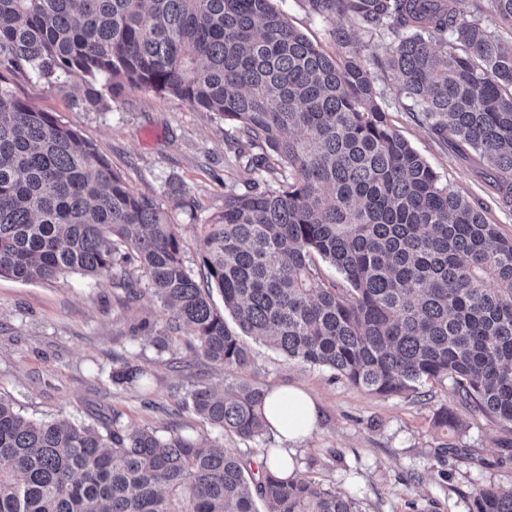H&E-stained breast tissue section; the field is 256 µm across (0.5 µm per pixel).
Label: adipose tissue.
Instances as JSON below:
<instances>
[{
  "label": "adipose tissue",
  "mask_w": 512,
  "mask_h": 512,
  "mask_svg": "<svg viewBox=\"0 0 512 512\" xmlns=\"http://www.w3.org/2000/svg\"><path fill=\"white\" fill-rule=\"evenodd\" d=\"M263 414L274 432L285 442L284 447L274 449L267 463L283 475H290L294 470V461L289 445L305 438L315 428L319 419L317 403L300 388H275L269 391L264 401Z\"/></svg>",
  "instance_id": "obj_1"
}]
</instances>
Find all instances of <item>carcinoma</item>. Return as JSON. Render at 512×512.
<instances>
[{
    "instance_id": "carcinoma-1",
    "label": "carcinoma",
    "mask_w": 512,
    "mask_h": 512,
    "mask_svg": "<svg viewBox=\"0 0 512 512\" xmlns=\"http://www.w3.org/2000/svg\"><path fill=\"white\" fill-rule=\"evenodd\" d=\"M334 23L330 54L271 0H0V68L79 79L104 108L125 88L171 94L234 124L258 148L246 190L202 225L200 275L155 199L132 193L79 133L0 83V276L52 282L69 272L136 294V261L171 313L137 330L160 350L187 329L194 357L244 368L243 337L333 370L386 397L450 382L460 403L512 448V237L484 203L444 184L393 127L376 71L406 111L487 169L512 207V37L480 23L490 3L512 30V0H302ZM388 31L379 56L360 35ZM342 283L325 282L316 260ZM216 289L224 301L211 300ZM234 327H229L226 316ZM119 384L150 403V369L121 363ZM189 410L218 432L100 428L34 420L0 395V512H361L312 480L283 477L224 448L271 435L267 391L199 380ZM469 512H512V486L471 496Z\"/></svg>"
}]
</instances>
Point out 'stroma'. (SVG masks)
<instances>
[{
  "label": "stroma",
  "instance_id": "1",
  "mask_svg": "<svg viewBox=\"0 0 512 512\" xmlns=\"http://www.w3.org/2000/svg\"><path fill=\"white\" fill-rule=\"evenodd\" d=\"M289 23L315 45L333 51L331 24L309 15L300 0H273ZM13 93L77 130L126 180L130 190L159 200L182 238L187 266L198 268L197 234L224 208L238 164L233 134L223 119L165 93L125 90L108 110L86 105L78 80L51 83L34 74L5 75ZM381 103L399 133L442 182L488 205L490 222L512 237V210L499 207L479 166L451 152L399 105L388 79L378 78ZM170 313L150 290L127 302L122 289L71 273L53 282L0 277V394L21 414L100 424L119 414L123 425L164 430L177 399L169 386L220 382L222 368L193 363L183 342L161 352L133 339L142 321L166 323ZM244 376L262 389L297 386L318 401L317 428L295 446L297 474L356 499L363 512H468L480 487L512 485V451L499 448V426L460 404L449 382L421 394L382 397L330 369L313 367L259 342H249ZM121 357L155 374L150 396L112 380ZM152 405H145V398ZM460 419L458 429L436 425L440 407ZM451 444L445 460L434 450Z\"/></svg>",
  "mask_w": 512,
  "mask_h": 512
}]
</instances>
